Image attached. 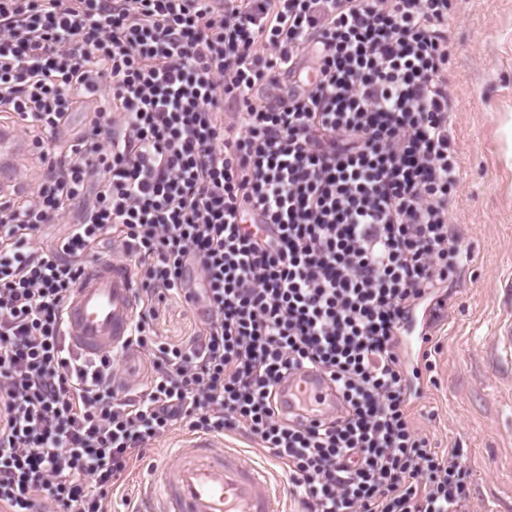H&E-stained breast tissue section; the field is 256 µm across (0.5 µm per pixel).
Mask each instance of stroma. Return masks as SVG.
Masks as SVG:
<instances>
[{"instance_id":"obj_1","label":"stroma","mask_w":512,"mask_h":512,"mask_svg":"<svg viewBox=\"0 0 512 512\" xmlns=\"http://www.w3.org/2000/svg\"><path fill=\"white\" fill-rule=\"evenodd\" d=\"M454 54L448 85L458 106L451 132L460 185L450 222L470 252L453 280L438 316L425 320L432 336L433 371L411 378L413 423L432 452L462 451L470 473L466 512H512V354L497 347L503 324H512V158L504 124L512 117V0H454L448 18ZM27 147L17 158L24 200L40 178L42 161L30 133L16 118L0 119ZM200 317L189 305L159 306V341L185 343ZM174 431L147 450L117 490L132 501L154 465L166 461Z\"/></svg>"}]
</instances>
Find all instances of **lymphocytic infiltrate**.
<instances>
[{"instance_id":"obj_1","label":"lymphocytic infiltrate","mask_w":512,"mask_h":512,"mask_svg":"<svg viewBox=\"0 0 512 512\" xmlns=\"http://www.w3.org/2000/svg\"><path fill=\"white\" fill-rule=\"evenodd\" d=\"M451 9L0 0V112L44 165L28 199L0 201V512H108L133 461L183 423L260 441L305 512H461L468 474L413 430L399 353L412 309L470 257L448 222ZM306 55L314 81L259 98ZM107 241L140 286L133 387L115 354L65 343L66 304ZM191 298L194 336L157 342V304ZM303 365L345 403L320 430L276 407Z\"/></svg>"}]
</instances>
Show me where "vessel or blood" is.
Returning a JSON list of instances; mask_svg holds the SVG:
<instances>
[{
  "label": "vessel or blood",
  "mask_w": 512,
  "mask_h": 512,
  "mask_svg": "<svg viewBox=\"0 0 512 512\" xmlns=\"http://www.w3.org/2000/svg\"><path fill=\"white\" fill-rule=\"evenodd\" d=\"M22 142L14 130H0V192L18 179L12 162ZM139 309L138 284L130 266L104 259L89 265L68 303L66 337L81 355H106L129 336ZM276 405L307 425L328 422L342 401L326 375L300 369L276 388ZM283 487L270 469L232 448L223 435L191 433L171 463L153 473L147 512H277Z\"/></svg>",
  "instance_id": "vessel-or-blood-1"
}]
</instances>
